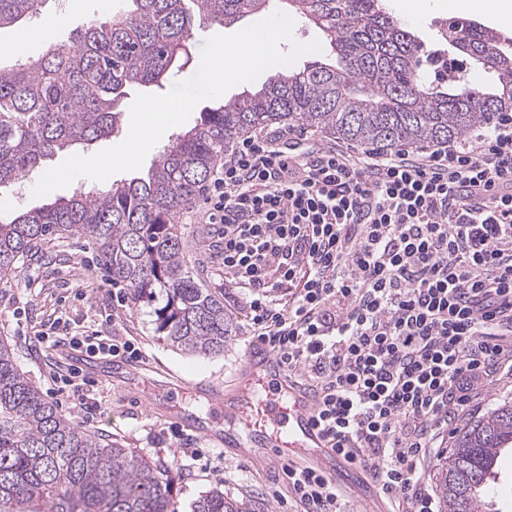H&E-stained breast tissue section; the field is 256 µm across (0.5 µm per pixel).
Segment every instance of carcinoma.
Wrapping results in <instances>:
<instances>
[{"mask_svg": "<svg viewBox=\"0 0 512 512\" xmlns=\"http://www.w3.org/2000/svg\"><path fill=\"white\" fill-rule=\"evenodd\" d=\"M272 0H122L36 61L0 67V186L55 154L88 147L117 129L115 102L132 86L157 84L186 56L195 16L228 25L264 12ZM325 36L336 64L287 65L257 93L219 103L177 136L144 177L0 221V275L18 269L40 241L80 234L97 245L112 279L134 306L154 308L156 332L184 354L218 356L233 336L224 299L202 287L184 256L176 218L224 152L252 129L316 128L387 151L448 143L512 112V48L469 22L448 47L489 76L474 85L458 71L421 70V43L381 0H282ZM42 0H0V29L31 19ZM512 449V401L466 425L439 461L442 512H484L490 474ZM172 462L152 458L74 426L17 367L0 340V512H176ZM191 512H258L213 488Z\"/></svg>", "mask_w": 512, "mask_h": 512, "instance_id": "1", "label": "carcinoma"}]
</instances>
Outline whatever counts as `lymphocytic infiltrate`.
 <instances>
[{"mask_svg": "<svg viewBox=\"0 0 512 512\" xmlns=\"http://www.w3.org/2000/svg\"><path fill=\"white\" fill-rule=\"evenodd\" d=\"M202 197L254 337L320 396L339 452L395 512H438L423 463L479 389L512 379V113L423 155L250 137ZM36 341L142 355L67 325ZM284 475L303 512H344L331 479Z\"/></svg>", "mask_w": 512, "mask_h": 512, "instance_id": "f902f5d3", "label": "lymphocytic infiltrate"}]
</instances>
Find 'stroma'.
<instances>
[{"mask_svg": "<svg viewBox=\"0 0 512 512\" xmlns=\"http://www.w3.org/2000/svg\"><path fill=\"white\" fill-rule=\"evenodd\" d=\"M120 5V0H81L80 7L71 12L67 0H44L41 10L67 11V21L57 34L58 43L66 44L73 33L92 20L109 17ZM91 184V179L80 177L72 186L41 200L32 195V176H24L0 192V217L10 218ZM176 221L182 226L186 260L203 287L223 295L224 308L234 321L235 333L222 355L192 356L168 346L155 332L150 307L128 303V287L112 286L108 270L97 259L95 245L77 237L38 243L21 261L18 275L0 280V338L11 345L18 368L75 426L101 442L175 461L171 476L179 512H187L193 500L215 487L237 499L258 501L266 512H294L288 484L277 471L194 436L174 438L172 425L164 416L168 406L164 395H151L140 376L116 367L101 369L83 388L97 405L93 415L86 417L78 396L52 392L54 351L38 354L30 348L29 336L37 330L49 331L54 318L61 315L88 329L134 339L162 371L189 381H229L250 339L239 291L224 280V268L212 246L211 225L195 223L193 212L187 208ZM117 296L125 299V307L114 306Z\"/></svg>", "mask_w": 512, "mask_h": 512, "instance_id": "35a3bbf8", "label": "stroma"}]
</instances>
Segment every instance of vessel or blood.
<instances>
[{
  "instance_id": "vessel-or-blood-1",
  "label": "vessel or blood",
  "mask_w": 512,
  "mask_h": 512,
  "mask_svg": "<svg viewBox=\"0 0 512 512\" xmlns=\"http://www.w3.org/2000/svg\"><path fill=\"white\" fill-rule=\"evenodd\" d=\"M187 390L205 395L207 417L174 408L168 419L214 447L234 448L241 457L265 464L339 477L355 494L371 491L363 466L338 453L317 423L318 397L288 376L262 340L245 345L230 385L191 383Z\"/></svg>"
}]
</instances>
